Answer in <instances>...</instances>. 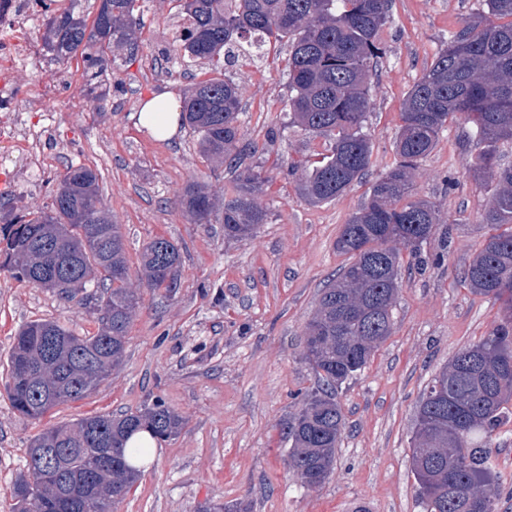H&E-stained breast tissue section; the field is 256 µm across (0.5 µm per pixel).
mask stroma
Here are the masks:
<instances>
[{
    "label": "stroma",
    "mask_w": 512,
    "mask_h": 512,
    "mask_svg": "<svg viewBox=\"0 0 512 512\" xmlns=\"http://www.w3.org/2000/svg\"><path fill=\"white\" fill-rule=\"evenodd\" d=\"M483 7L484 0H393L365 123L374 172L395 160L406 93L449 30ZM139 17L144 41L135 60L112 77L103 112L82 92L81 58L62 66L44 55L35 12L28 21L32 63L15 74L7 94L9 113L41 119L47 134L36 146L41 171L28 170L17 155L0 158L13 180L0 193V206L45 208L66 164L98 169L140 304L122 364L87 397L58 405L38 424L12 408L0 385V512H12L14 481L42 427L137 412L159 399L185 425L176 437L158 441L114 512H199L208 503H240L251 512H421L410 470L421 394L456 351L502 316V302L461 281L489 232L482 215L490 193L469 172L474 147L468 124L450 120L418 163L415 190L440 209L441 232L420 255L402 250L393 331L365 368L338 388L345 429L334 469L309 489L286 467L281 427L318 386L304 359V327L328 278L348 262L336 239L367 200L371 181L320 205L301 200L296 165L326 153L329 141L290 124L288 51L280 45L225 69L241 91L244 163L269 179L261 198L268 222L243 241L226 239L223 225L191 223L178 204L182 189L199 182L225 195L236 174L205 159L187 126L160 141L138 125L144 101L164 93L181 106L205 71L200 65L187 74L165 60L183 22L177 0H143ZM157 236L177 244L182 255L171 293L146 288L136 274L143 246ZM439 253L444 261H436ZM36 319L58 321L83 336L99 329L92 305L0 273V382L16 332ZM491 451L498 512H512V421L500 428Z\"/></svg>",
    "instance_id": "stroma-1"
}]
</instances>
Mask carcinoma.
<instances>
[{"instance_id":"carcinoma-1","label":"carcinoma","mask_w":512,"mask_h":512,"mask_svg":"<svg viewBox=\"0 0 512 512\" xmlns=\"http://www.w3.org/2000/svg\"><path fill=\"white\" fill-rule=\"evenodd\" d=\"M42 10L43 46L50 60L84 63V90L106 101V76L139 50L143 31L139 0H100L87 22L85 0H34ZM448 32V41L407 92L395 140V161L373 181L367 201L343 225L336 250L350 262L322 289L304 329L305 360L318 377L316 391L282 426L287 465L309 488L331 474L345 426L338 387L360 372L390 336L400 288V250L417 253L442 223L437 206L413 193L417 163L434 148L448 120L471 125L478 148L471 171L491 187L484 223L489 233L462 275L474 293L505 300L499 324L459 349L426 386L416 413L412 469L423 512H496L490 445L512 401V167L497 164V145L512 141V0H485ZM187 25L176 34L173 54L186 69L200 63L213 76L194 83L182 122L197 134L210 160L246 151L240 146L239 86L224 77V62L246 53L288 45V98L293 122L331 139L328 153L303 167L301 199L319 205L336 199L365 178L372 149L364 131L371 108L370 85L380 54L379 33L390 21L392 0H184ZM101 174L86 165H66L57 176L49 208L0 215V271L74 299L100 288L101 329L80 336L65 325L33 320L20 328L9 354L6 389L12 408L34 421L53 407L86 397L125 354L139 301L128 288L129 267L120 225L102 203ZM268 178L248 169L231 197L192 183L179 194L195 224L216 220L224 237L244 240L268 223L260 202ZM181 265L178 246L150 240L140 254V280L164 288ZM123 273L114 285L111 273ZM54 363L45 362L52 348ZM183 417L162 401L139 412L82 417L50 426L27 451V471L13 487V512H112L136 481L129 436L148 430L159 439L177 436ZM58 448L51 464L42 451ZM469 497L440 494L448 481Z\"/></svg>"}]
</instances>
